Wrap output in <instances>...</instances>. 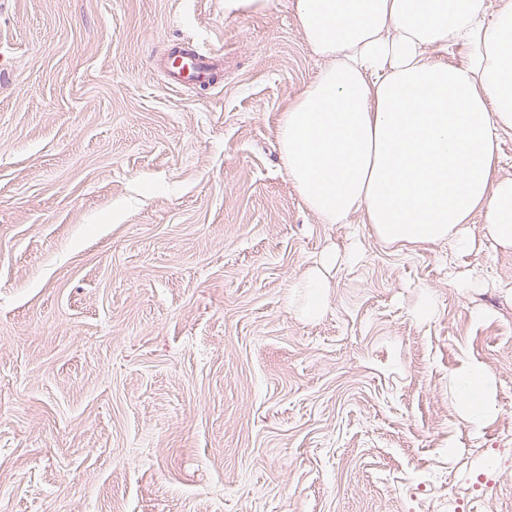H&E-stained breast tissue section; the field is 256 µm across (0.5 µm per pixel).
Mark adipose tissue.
Wrapping results in <instances>:
<instances>
[{
  "label": "adipose tissue",
  "instance_id": "adipose-tissue-1",
  "mask_svg": "<svg viewBox=\"0 0 512 512\" xmlns=\"http://www.w3.org/2000/svg\"><path fill=\"white\" fill-rule=\"evenodd\" d=\"M299 26L322 62L282 113L284 166L323 223L364 210L389 244L453 237L483 212L512 247V181L493 177L498 135L512 129V0H296ZM466 65L441 59L449 43ZM485 367L449 379L473 424L495 412Z\"/></svg>",
  "mask_w": 512,
  "mask_h": 512
}]
</instances>
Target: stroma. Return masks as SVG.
<instances>
[{"instance_id":"35a3bbf8","label":"stroma","mask_w":512,"mask_h":512,"mask_svg":"<svg viewBox=\"0 0 512 512\" xmlns=\"http://www.w3.org/2000/svg\"><path fill=\"white\" fill-rule=\"evenodd\" d=\"M320 67L292 0L0 8V512H512V248L322 223L277 138ZM271 0H224L225 16L261 15L269 10ZM213 64L208 57L193 53V59L186 60V64L178 69H173L171 76L177 83L203 82L210 76ZM300 288H304L305 291L300 312L308 318H313L321 312L326 303L329 284L319 275H309L301 283ZM489 385V374L485 367L478 363L466 364L449 379L453 399L475 425H479L495 412Z\"/></svg>"}]
</instances>
